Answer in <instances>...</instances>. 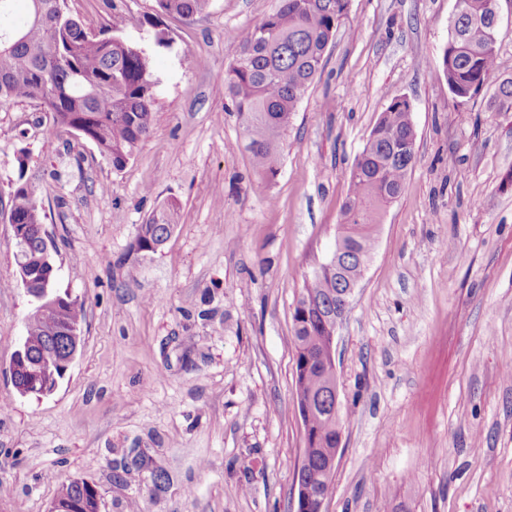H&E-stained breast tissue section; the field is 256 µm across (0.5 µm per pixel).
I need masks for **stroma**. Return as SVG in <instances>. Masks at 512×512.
<instances>
[{
    "instance_id": "35a3bbf8",
    "label": "stroma",
    "mask_w": 512,
    "mask_h": 512,
    "mask_svg": "<svg viewBox=\"0 0 512 512\" xmlns=\"http://www.w3.org/2000/svg\"><path fill=\"white\" fill-rule=\"evenodd\" d=\"M278 5L210 0L161 19L155 0H67L88 30L152 58L153 129L122 170L55 134L40 104L0 107V512H50L72 481L97 489L100 512H292L294 299L335 250L352 166L401 96L417 161L336 331L342 443L324 510L512 512V112L497 101L512 0L495 71L469 98L427 68L456 0H350L260 192L225 76ZM22 156L57 288L84 310L78 353L41 398L8 372L31 310L7 219ZM171 202V237L138 250L137 226ZM131 448L144 457L114 482Z\"/></svg>"
}]
</instances>
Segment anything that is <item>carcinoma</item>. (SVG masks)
Segmentation results:
<instances>
[{
  "instance_id": "1",
  "label": "carcinoma",
  "mask_w": 512,
  "mask_h": 512,
  "mask_svg": "<svg viewBox=\"0 0 512 512\" xmlns=\"http://www.w3.org/2000/svg\"><path fill=\"white\" fill-rule=\"evenodd\" d=\"M17 0H0V35L18 32L22 41L7 48L0 40V105L14 100L37 101L47 108L52 127L92 141L116 170L134 156L153 125L155 85L152 61L141 47L117 34H94L68 12H58L64 0H24L25 15L15 17ZM160 15L191 17L204 12L210 0H155ZM490 0H461L449 26L448 43L438 72L458 98L477 93L496 67L498 30L492 28ZM349 0H280L239 44L227 73L226 88L249 153L257 185L268 187L282 165L281 140L297 105L320 70L336 29L348 14ZM498 110L512 112V79L499 85ZM411 104L397 97L381 113L350 172V191L341 212L345 227L347 270L362 276L368 266L382 214L402 194L417 159ZM9 212L34 231L44 224L38 179L27 175L25 158L11 184ZM166 211L148 221L149 247L174 231ZM340 282L326 272L305 277L300 296L307 311L292 315L297 400H313L308 418L310 447L306 461L295 467L298 485L323 487L336 457L341 431L332 415V378L325 360L328 316L338 309ZM82 320V306L68 293L43 306L41 318L26 324V333L40 351L51 343L58 354L68 349L67 336L47 340L48 329ZM56 504L71 512H97L96 494L84 482L61 487Z\"/></svg>"
}]
</instances>
